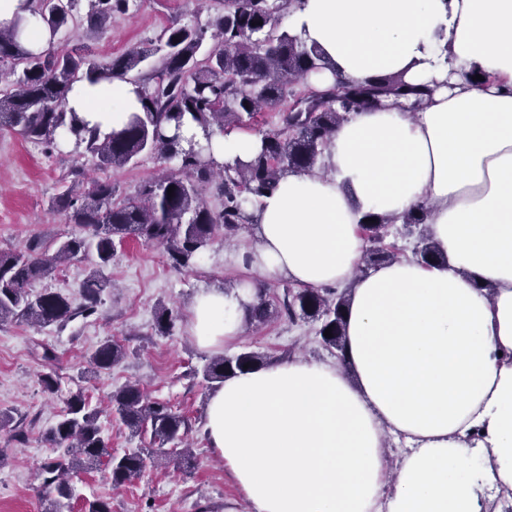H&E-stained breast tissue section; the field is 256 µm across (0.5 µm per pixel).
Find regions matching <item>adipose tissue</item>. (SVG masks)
<instances>
[{
  "instance_id": "adipose-tissue-1",
  "label": "adipose tissue",
  "mask_w": 512,
  "mask_h": 512,
  "mask_svg": "<svg viewBox=\"0 0 512 512\" xmlns=\"http://www.w3.org/2000/svg\"><path fill=\"white\" fill-rule=\"evenodd\" d=\"M288 28L338 78L391 74L436 89L416 112L365 109L340 124L325 165L281 176L253 209L260 277L349 289L348 366L303 358L229 377L203 430L254 512H487L512 489V0H292ZM40 52L53 36L30 0H0V29ZM486 73L490 86L474 83ZM107 136L141 113V86L81 79L66 100ZM217 166L256 133L203 131ZM426 206L448 263L406 257L358 274L364 213ZM494 286L474 288V279ZM258 285L201 289L190 331L205 350L240 336ZM408 446L389 469L385 439Z\"/></svg>"
}]
</instances>
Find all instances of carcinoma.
<instances>
[{"mask_svg": "<svg viewBox=\"0 0 512 512\" xmlns=\"http://www.w3.org/2000/svg\"><path fill=\"white\" fill-rule=\"evenodd\" d=\"M88 2V17L97 32L110 23L113 13L124 12L129 5V0ZM290 2L224 0V14L216 18L213 32L196 24H172L156 42L130 48L105 64L94 58L86 44L71 51L33 53L20 44L16 31L0 30L1 129L16 130L47 150L69 133L76 137L75 151L90 154L102 169L135 165L144 155L178 164L176 171L144 182L137 195L119 203L112 202V182L88 178L82 170L71 172L73 180L52 199L51 209L65 213L79 232L68 234L52 253L38 242L30 244L25 254L0 249V326L15 319L38 327L63 325L78 315L93 314L103 290L110 287L105 269L116 243L127 238L161 245L172 268L193 271L217 232L227 241L246 229L251 223L248 207L255 206L280 176L323 166L327 142L351 113L404 103L417 110L431 95L429 85L409 83L400 76L378 77L366 84L339 79L326 91L290 90L308 74L331 67L322 53L280 25L279 13ZM77 3L68 0L61 6L56 0H33L54 36L64 27L77 25ZM208 38L212 40L209 47L205 45ZM153 56L157 61L150 73L137 78L142 85L143 115L133 116L120 132L104 138L86 134L76 116H67L66 98L75 81L85 75L96 81L126 78ZM281 105L286 106L281 127L263 133L262 149L246 163L218 167L204 148L185 150L179 133H164L165 125L172 122L180 129L187 112L205 129L228 132L252 124L260 112ZM208 188L222 197L221 208L207 205L203 194ZM365 217L369 221L359 223L365 242L361 271L402 254L397 243L388 240L390 228L399 220L409 231L418 229L412 250L417 263L448 264V257L422 230L429 220L425 206L410 209L399 219L374 212ZM82 258L91 259L92 270L83 286L81 305L73 306L51 288L36 295L28 291L32 282ZM348 310L346 288L287 287L275 306L261 289L246 323L262 324L273 316L290 323L312 322L323 347L345 366ZM154 320L156 333L169 336L178 314L160 305ZM327 328L333 337L324 336ZM125 356L122 345L107 339L90 358L92 372L108 371ZM265 363L266 357L255 351L216 355L203 366L202 379L217 388L225 379ZM108 407L132 436H149L150 447L112 453L102 436L99 411L89 408L82 390L72 393L56 422L44 432L45 442L57 453L39 472L48 501L46 512L71 509V476L79 471L104 464L112 485L118 487L138 477L150 458L169 457L178 465L188 456L186 448H167L187 437L188 418L150 400L140 385L126 384L112 391Z\"/></svg>", "mask_w": 512, "mask_h": 512, "instance_id": "carcinoma-1", "label": "carcinoma"}]
</instances>
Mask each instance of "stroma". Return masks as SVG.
Instances as JSON below:
<instances>
[{"mask_svg": "<svg viewBox=\"0 0 512 512\" xmlns=\"http://www.w3.org/2000/svg\"><path fill=\"white\" fill-rule=\"evenodd\" d=\"M224 12V0H130L126 13L115 14L109 29L90 48L99 62L157 38L172 22L211 25ZM112 181L118 198L136 195L147 180L174 171L175 166L143 157L122 169L97 168L90 155L63 145L52 151L12 131H0V248L27 251L33 241L56 249L72 232L65 214L49 202L73 167ZM223 235H216L197 269L170 268L157 244L127 240L117 245L108 269L111 280L97 311L79 316L64 327H36L18 320L0 326V411L11 419L0 425V512H44L46 502L38 467L53 455L44 430L56 421L70 392L83 390L90 407L100 409L102 435L114 451L141 447L140 438L106 414V396L129 381L141 382L151 399L168 403L189 418L188 442L194 456L190 474L176 472L166 460L150 459L139 477L113 486L104 470L74 475L72 512H83L88 500L104 497L112 512H252L232 473L216 459L203 433L212 393L200 371L210 358L190 333L189 310L195 294L210 286L240 283L248 268L226 261ZM91 266L73 261L51 277L36 282L33 292L52 288L80 301L81 286ZM164 304L180 315L172 335H157L154 310ZM107 339L124 345L127 357L112 370L91 373L89 358ZM51 349L54 360L42 358ZM255 351L276 363L296 357L331 361L317 341L312 324L274 319L225 344V355ZM58 380L55 393L40 384L44 374Z\"/></svg>", "mask_w": 512, "mask_h": 512, "instance_id": "35a3bbf8", "label": "stroma"}]
</instances>
